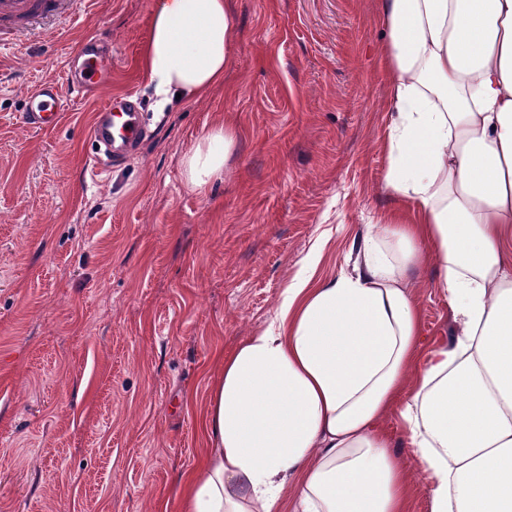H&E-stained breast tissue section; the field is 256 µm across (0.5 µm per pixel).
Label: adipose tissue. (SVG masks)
<instances>
[{
    "label": "adipose tissue",
    "instance_id": "ef3b65f1",
    "mask_svg": "<svg viewBox=\"0 0 512 512\" xmlns=\"http://www.w3.org/2000/svg\"><path fill=\"white\" fill-rule=\"evenodd\" d=\"M395 205L352 273L286 288L267 327L225 356L202 411L203 467L181 512H512V0H379ZM231 0H153L142 64L154 109L223 86ZM239 139L220 125L183 158L205 191ZM434 266L456 326L423 350L409 292ZM398 408L409 448L379 428ZM410 494V512L428 511V488L423 475L414 471L412 476Z\"/></svg>",
    "mask_w": 512,
    "mask_h": 512
}]
</instances>
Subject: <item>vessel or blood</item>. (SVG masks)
Returning <instances> with one entry per match:
<instances>
[{"mask_svg":"<svg viewBox=\"0 0 512 512\" xmlns=\"http://www.w3.org/2000/svg\"><path fill=\"white\" fill-rule=\"evenodd\" d=\"M74 0H0V25L21 23V36H37L56 41L70 22ZM99 40L89 37L80 48L82 67L79 73H65L63 80L37 82L26 96L23 113L25 124L42 131L55 127L76 100L91 91L102 90L108 72L107 59L98 50ZM145 136V127L133 94L108 96L98 108L90 129L96 148L93 169L111 167L134 153Z\"/></svg>","mask_w":512,"mask_h":512,"instance_id":"obj_1","label":"vessel or blood"}]
</instances>
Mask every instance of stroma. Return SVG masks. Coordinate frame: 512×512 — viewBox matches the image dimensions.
Here are the masks:
<instances>
[{"label": "stroma", "instance_id": "obj_1", "mask_svg": "<svg viewBox=\"0 0 512 512\" xmlns=\"http://www.w3.org/2000/svg\"><path fill=\"white\" fill-rule=\"evenodd\" d=\"M233 8L224 87L167 112L141 66L152 0L78 4L56 42L0 48V512H180L224 355L266 327L310 253L314 281L351 272L392 204L377 0ZM92 35L112 57L104 91L27 128V91ZM129 91L148 136L91 176L96 111ZM224 124L241 138L194 191L182 159ZM410 294L426 340L452 336L433 269Z\"/></svg>", "mask_w": 512, "mask_h": 512}]
</instances>
